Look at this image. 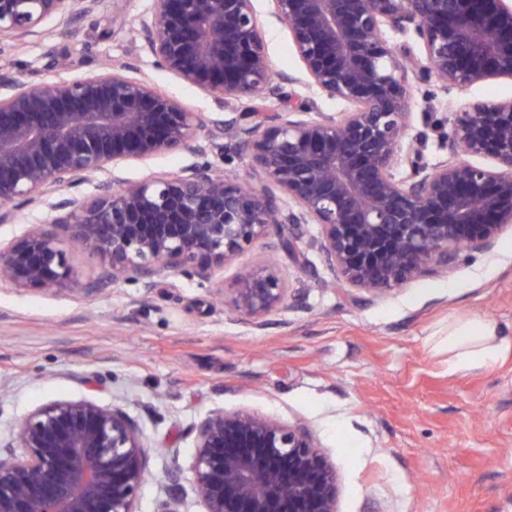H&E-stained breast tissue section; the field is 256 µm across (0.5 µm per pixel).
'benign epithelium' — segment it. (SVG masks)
Wrapping results in <instances>:
<instances>
[{"mask_svg": "<svg viewBox=\"0 0 512 512\" xmlns=\"http://www.w3.org/2000/svg\"><path fill=\"white\" fill-rule=\"evenodd\" d=\"M301 63L302 84L347 107L295 106L273 72L254 0H151L136 38L153 67L214 98L190 111L129 66L22 83L0 68V223L9 205L61 195L124 161L213 151L247 154L260 184L244 187L204 161L126 185L111 175L82 205L51 202L46 223L0 245V285L92 295L65 245L90 246L106 276L150 286L161 276L212 280L261 240L296 262L319 252L344 284L382 297L464 253L491 251L512 230V99L454 113L430 163L406 139L412 88L512 79V0H270ZM99 0H0V53L47 20L72 33ZM412 37L414 52L405 43ZM257 99L276 104L250 123ZM489 158L492 165L471 162ZM317 234L305 240V227ZM270 262L237 275L227 303L258 327L288 299ZM191 489L203 512H338L336 465L311 429L247 409L209 411L194 430ZM148 444L121 408L80 397L39 406L0 443V512H137Z\"/></svg>", "mask_w": 512, "mask_h": 512, "instance_id": "7a95c632", "label": "benign epithelium"}]
</instances>
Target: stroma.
<instances>
[{
    "instance_id": "1",
    "label": "stroma",
    "mask_w": 512,
    "mask_h": 512,
    "mask_svg": "<svg viewBox=\"0 0 512 512\" xmlns=\"http://www.w3.org/2000/svg\"><path fill=\"white\" fill-rule=\"evenodd\" d=\"M256 18L275 71L299 75L300 62L269 0ZM150 0H100L69 38L38 37L0 54V67L24 82H52L135 62L160 89L197 112L211 98L152 67L134 39ZM512 99V80L466 89L413 90L412 132L425 133L426 158L444 159L439 135L463 104ZM198 161L190 153L125 162L140 182ZM300 268L256 243L226 265L225 287L240 267L274 262L299 289L256 327L214 296L213 283L185 276L152 287L122 279L98 294H46L0 288V439L36 407L89 397L124 409L153 450L138 512L167 495L183 512H203L191 490V433L209 411L245 408L308 425L336 465L338 512H512V348L492 368L448 370L436 347L453 318L480 316L512 337V231L491 253L443 275H425L385 297L332 275L319 253Z\"/></svg>"
}]
</instances>
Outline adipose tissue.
Here are the masks:
<instances>
[{"label": "adipose tissue", "mask_w": 512, "mask_h": 512, "mask_svg": "<svg viewBox=\"0 0 512 512\" xmlns=\"http://www.w3.org/2000/svg\"><path fill=\"white\" fill-rule=\"evenodd\" d=\"M448 367L476 371L492 367L508 346L498 325L488 319H463L448 324Z\"/></svg>", "instance_id": "obj_1"}]
</instances>
